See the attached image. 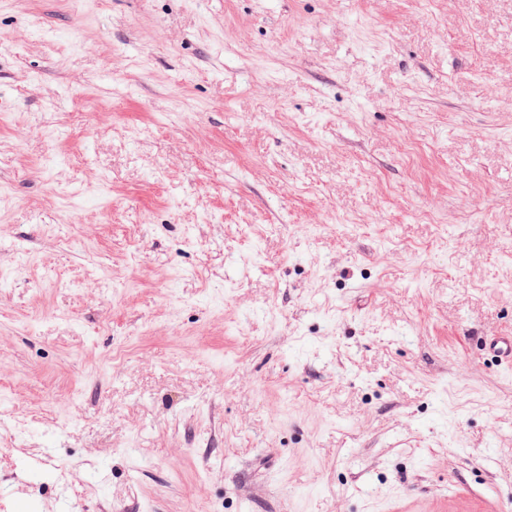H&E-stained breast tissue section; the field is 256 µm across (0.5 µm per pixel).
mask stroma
I'll use <instances>...</instances> for the list:
<instances>
[{"label": "stroma", "instance_id": "stroma-1", "mask_svg": "<svg viewBox=\"0 0 512 512\" xmlns=\"http://www.w3.org/2000/svg\"><path fill=\"white\" fill-rule=\"evenodd\" d=\"M512 0H0V512H498Z\"/></svg>", "mask_w": 512, "mask_h": 512}]
</instances>
